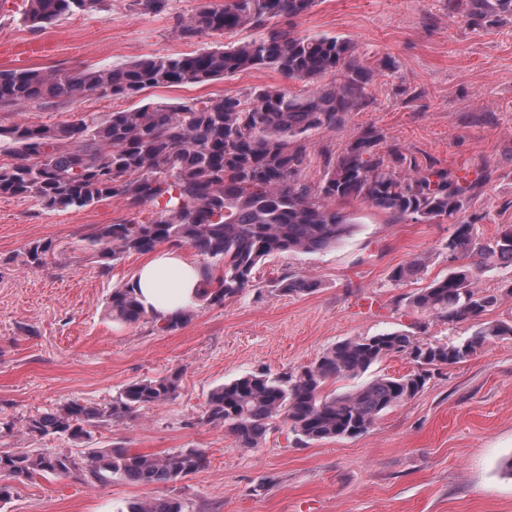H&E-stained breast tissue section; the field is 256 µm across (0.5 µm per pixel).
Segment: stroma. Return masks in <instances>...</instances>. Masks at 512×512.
<instances>
[{"label": "stroma", "mask_w": 512, "mask_h": 512, "mask_svg": "<svg viewBox=\"0 0 512 512\" xmlns=\"http://www.w3.org/2000/svg\"><path fill=\"white\" fill-rule=\"evenodd\" d=\"M200 0H165L155 13L134 0H100L97 8L38 28L24 19L25 0H0V70L13 67L19 42L42 40L35 69L121 66L157 53L180 55L231 46L255 30L199 34L186 41L175 28ZM470 0H316L279 27L348 40L360 63L375 71L368 103L333 131L306 140L298 178L317 188L328 160L371 126L378 152L439 168L488 167L490 181L465 204L478 239L512 224V0L471 13ZM304 85L268 69H251L205 86L144 90L133 98L92 95L0 106V125H48L152 103L190 105L256 88ZM341 209L354 226L340 245L317 253H284L256 272L252 288L223 306L194 307L178 329L157 332L150 319L128 325L106 312L114 287L129 283L143 257L129 254L101 273L87 239L103 224L148 221L120 199L86 208L51 210L35 199L0 198V452L23 448L84 455L122 446L163 455L198 448L207 467L170 485L122 476L90 483L49 475L21 483L0 477L10 496L0 512H130L151 498H175L183 512H512V336L491 341L466 362L433 372L423 390L384 413L356 438L303 443L277 422L247 450L225 429L201 423L210 391L251 372L283 376L313 363L335 343L403 330L430 341L457 342L470 323L449 324L408 307L407 296L446 276L455 265L448 222L400 220L357 201ZM34 241L52 242L54 262L30 267L22 254ZM425 257L401 282L394 269ZM314 281L313 291L284 294L283 277ZM179 373V389L162 406L93 429L89 440L21 433L31 415L78 401L111 403L130 382Z\"/></svg>", "instance_id": "35a3bbf8"}]
</instances>
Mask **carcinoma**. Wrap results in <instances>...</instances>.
I'll use <instances>...</instances> for the list:
<instances>
[{"mask_svg":"<svg viewBox=\"0 0 512 512\" xmlns=\"http://www.w3.org/2000/svg\"><path fill=\"white\" fill-rule=\"evenodd\" d=\"M98 2L27 0L24 18L43 28L94 9ZM314 3L202 0L178 22L180 38L245 27L259 36L182 56L154 54L117 68L0 71V105L9 106L48 97L132 98L145 89L205 85L250 68L271 69L312 86L302 94L268 86L199 107L144 105L53 126L25 121L0 125V146L15 157L12 164H0V197H32L48 209L62 210L119 198L138 213L155 214L147 222L102 225L89 237L103 273L109 262L127 254H147L164 244L188 246L207 260L197 303L222 306L252 287L254 270L271 257L324 251L350 237L354 225L336 209L338 200L366 202L399 219L452 222L448 258L467 263L414 292L408 306L449 323L469 321L472 334L451 343H432L402 330L343 340L294 375L256 372L214 388L201 421L227 429L247 449L258 447L277 419L303 442L363 435L380 415L425 387L429 367L465 362L492 339L512 336V325L482 321L503 298H512V286L502 295L478 287L489 261L512 266V225L503 226L493 242L481 244L474 224L461 216L467 197L490 178L488 168L475 171L470 180L466 173L423 166L393 150L406 168L392 169L374 151L380 134L369 127L329 162L317 190L297 179L306 160L304 140L313 131L341 126L349 112L364 104L374 78L357 63L349 41L301 36L272 24L299 17ZM329 73L336 75V85H319ZM53 256V244L38 241L26 249L23 262L43 267ZM313 286L288 277L277 282L282 293L308 292ZM107 311L127 324L148 315L127 285L112 289ZM191 312L187 307L171 318L154 316L152 322L157 331L170 332L183 326ZM387 357L407 359L416 369L399 377L375 375L343 393L324 392L326 383L355 378ZM179 381L176 372L133 381L107 405L72 401L28 417L24 427L33 437L88 439L91 427L119 423L142 408L166 403L176 395ZM207 465L206 454L196 448L154 456L113 447L80 458L33 450L0 452V475L18 481L78 473L97 482L120 475L145 485H166ZM131 512H182V505L159 498Z\"/></svg>","mask_w":512,"mask_h":512,"instance_id":"cac0c4a2","label":"carcinoma"}]
</instances>
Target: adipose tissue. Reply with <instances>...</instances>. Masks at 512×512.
Segmentation results:
<instances>
[{
	"label": "adipose tissue",
	"mask_w": 512,
	"mask_h": 512,
	"mask_svg": "<svg viewBox=\"0 0 512 512\" xmlns=\"http://www.w3.org/2000/svg\"><path fill=\"white\" fill-rule=\"evenodd\" d=\"M132 287L148 313L167 318L196 301L203 290V276L182 252L162 249L141 264Z\"/></svg>",
	"instance_id": "obj_1"
}]
</instances>
